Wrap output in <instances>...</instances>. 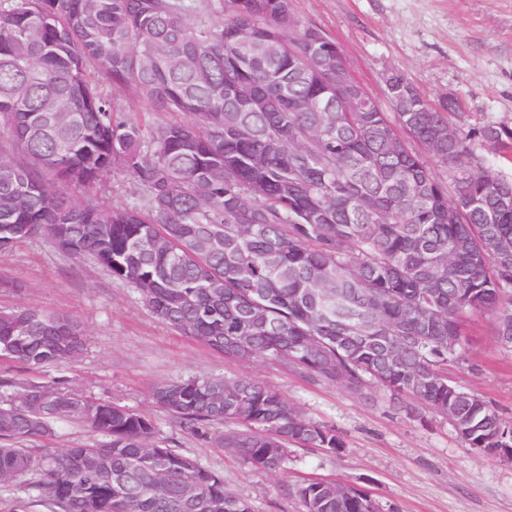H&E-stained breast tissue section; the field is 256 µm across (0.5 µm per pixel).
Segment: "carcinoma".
<instances>
[{
    "mask_svg": "<svg viewBox=\"0 0 512 512\" xmlns=\"http://www.w3.org/2000/svg\"><path fill=\"white\" fill-rule=\"evenodd\" d=\"M385 83L391 112L293 0H0V252L43 235L213 351L356 393L381 387L451 419L467 447L512 453V421L448 377L467 318L491 314L496 336H512V180L474 149L511 154L512 129L465 131L454 99L432 104L400 72ZM338 86L354 111H325ZM126 91L158 120L130 119L115 98ZM115 166L141 201L67 194ZM85 344L67 314L0 310L1 359L36 371ZM151 395L259 470H283L293 446L346 448L247 376L195 375ZM61 422L101 439L24 446ZM158 435L150 417L64 383L0 379V488L23 492L0 512H252ZM289 493L301 512H384L334 482Z\"/></svg>",
    "mask_w": 512,
    "mask_h": 512,
    "instance_id": "obj_1",
    "label": "carcinoma"
}]
</instances>
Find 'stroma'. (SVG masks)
I'll return each instance as SVG.
<instances>
[{
	"label": "stroma",
	"instance_id": "stroma-1",
	"mask_svg": "<svg viewBox=\"0 0 512 512\" xmlns=\"http://www.w3.org/2000/svg\"><path fill=\"white\" fill-rule=\"evenodd\" d=\"M295 13L335 40L356 80L390 110L386 74L402 72L430 102L452 97L459 122L512 128V0H293ZM77 198L133 203L134 181L115 169ZM30 307L80 320L78 359L36 372L0 359V378L66 381L95 398L151 416L159 436L224 476L253 512H300L289 486L311 479L367 490L387 512H512V464L465 447L448 422L407 411L372 386L354 395L306 381L284 363L244 362L216 353L158 319L137 292L89 258L76 259L36 235L0 253V309ZM199 374L249 376L282 393L307 417L334 425L338 455L298 448L285 469L257 470L202 441L154 404V385ZM449 376L512 420V350L489 315L468 319L463 359Z\"/></svg>",
	"mask_w": 512,
	"mask_h": 512
}]
</instances>
